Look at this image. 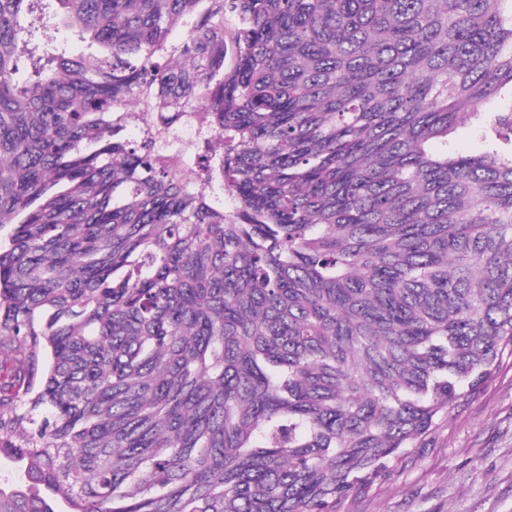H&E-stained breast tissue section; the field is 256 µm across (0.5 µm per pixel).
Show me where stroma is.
I'll list each match as a JSON object with an SVG mask.
<instances>
[{"label": "stroma", "mask_w": 512, "mask_h": 512, "mask_svg": "<svg viewBox=\"0 0 512 512\" xmlns=\"http://www.w3.org/2000/svg\"><path fill=\"white\" fill-rule=\"evenodd\" d=\"M346 512H512V358L436 440L395 462Z\"/></svg>", "instance_id": "obj_1"}]
</instances>
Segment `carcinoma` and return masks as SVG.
Segmentation results:
<instances>
[{"label":"carcinoma","mask_w":512,"mask_h":512,"mask_svg":"<svg viewBox=\"0 0 512 512\" xmlns=\"http://www.w3.org/2000/svg\"><path fill=\"white\" fill-rule=\"evenodd\" d=\"M506 356L512 0H0V512H341ZM198 114L196 109L195 112H184L175 130L160 143L161 150L172 160L178 162L195 146L200 131Z\"/></svg>","instance_id":"obj_1"}]
</instances>
